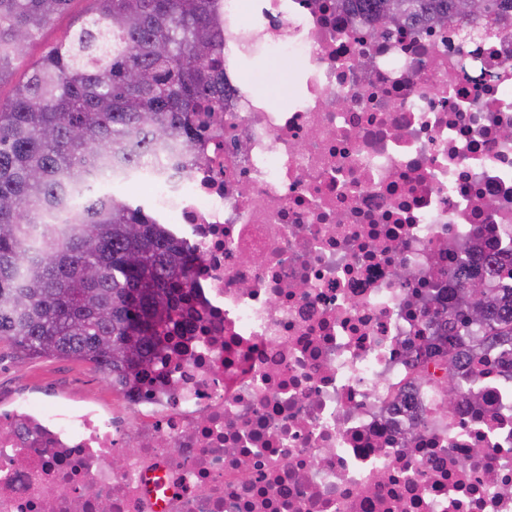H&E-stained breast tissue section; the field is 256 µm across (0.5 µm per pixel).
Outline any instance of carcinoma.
<instances>
[{
    "instance_id": "carcinoma-1",
    "label": "carcinoma",
    "mask_w": 512,
    "mask_h": 512,
    "mask_svg": "<svg viewBox=\"0 0 512 512\" xmlns=\"http://www.w3.org/2000/svg\"><path fill=\"white\" fill-rule=\"evenodd\" d=\"M71 0H0V83L23 47ZM401 23L448 13L493 20L469 0H338ZM224 33L216 0H93L92 15L30 67L0 101V338L24 358L67 357L116 382L162 372V353L183 318L191 261L160 234L151 214L97 189L99 174L160 153L200 160L199 128L219 123ZM67 223L45 219L68 208ZM484 282L472 306L467 283ZM139 296L138 307L127 303ZM132 319L144 323L132 369L120 345ZM448 323L464 345L476 332L512 343V288L464 276Z\"/></svg>"
}]
</instances>
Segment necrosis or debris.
<instances>
[{
	"label": "necrosis or debris",
	"instance_id": "obj_1",
	"mask_svg": "<svg viewBox=\"0 0 512 512\" xmlns=\"http://www.w3.org/2000/svg\"><path fill=\"white\" fill-rule=\"evenodd\" d=\"M219 5L201 161L102 180L148 186L192 259L173 371L110 409L5 402L0 512H512V346L448 366L437 316L464 274L512 265V5L489 31ZM284 50L308 61L285 109L239 66Z\"/></svg>",
	"mask_w": 512,
	"mask_h": 512
}]
</instances>
